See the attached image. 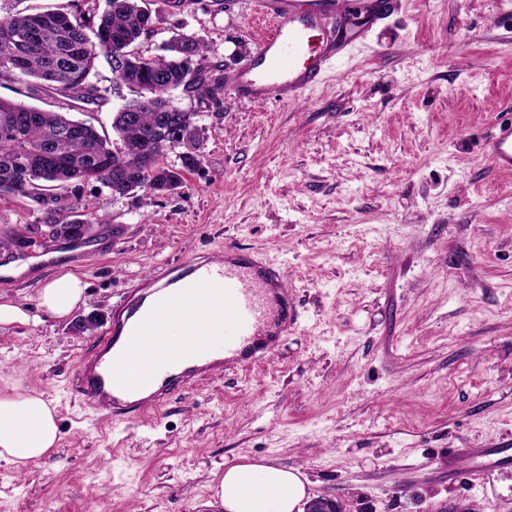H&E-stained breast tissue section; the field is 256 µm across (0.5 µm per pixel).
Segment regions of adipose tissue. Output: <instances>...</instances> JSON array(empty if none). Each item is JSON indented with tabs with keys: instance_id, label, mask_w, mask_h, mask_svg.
Listing matches in <instances>:
<instances>
[{
	"instance_id": "adipose-tissue-1",
	"label": "adipose tissue",
	"mask_w": 512,
	"mask_h": 512,
	"mask_svg": "<svg viewBox=\"0 0 512 512\" xmlns=\"http://www.w3.org/2000/svg\"><path fill=\"white\" fill-rule=\"evenodd\" d=\"M84 285L67 265L43 288L38 300L57 319L70 316L81 304ZM60 429L43 392L14 370L0 374V460L23 469L56 451ZM309 481L297 468L266 462L225 467L215 479V496L224 512H301Z\"/></svg>"
}]
</instances>
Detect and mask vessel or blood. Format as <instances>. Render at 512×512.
<instances>
[{"label":"vessel or blood","mask_w":512,"mask_h":512,"mask_svg":"<svg viewBox=\"0 0 512 512\" xmlns=\"http://www.w3.org/2000/svg\"><path fill=\"white\" fill-rule=\"evenodd\" d=\"M344 0H256L259 14L274 23L253 58L235 74L238 97L265 102L298 99L318 83L352 39L385 18L391 0H351L361 23L338 33L330 25ZM485 155L512 171V122L497 123ZM286 271L251 253L228 247L222 258L199 256L185 267L154 270L142 288L113 316L93 352L77 365L88 405L115 416L153 413L177 392L214 375L269 359L297 323ZM179 308L188 330L202 323L223 328L222 351L201 344L176 354L143 341L167 312Z\"/></svg>","instance_id":"vessel-or-blood-1"}]
</instances>
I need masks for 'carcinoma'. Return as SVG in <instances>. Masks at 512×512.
Returning <instances> with one entry per match:
<instances>
[{
	"mask_svg": "<svg viewBox=\"0 0 512 512\" xmlns=\"http://www.w3.org/2000/svg\"><path fill=\"white\" fill-rule=\"evenodd\" d=\"M97 12L96 0L72 11L66 6L33 9L0 21V81L33 79L31 91L59 97L72 108L98 105L110 91L93 80L97 63L120 71L135 93L112 113L115 140L86 122L21 102L0 99V193L34 203L48 215L51 236L78 238L93 224L89 206L78 208L56 190L72 182L97 181L120 196L137 190L180 189L181 171L198 162L181 157L182 169L164 164L165 130L194 114L179 112L167 94H186L221 102L224 83L204 64V45L179 35L164 54L139 52L142 38L153 32L154 18L144 0H107Z\"/></svg>",
	"mask_w": 512,
	"mask_h": 512,
	"instance_id": "cac0c4a2",
	"label": "carcinoma"
}]
</instances>
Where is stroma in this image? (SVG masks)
<instances>
[{
  "label": "stroma",
  "instance_id": "stroma-1",
  "mask_svg": "<svg viewBox=\"0 0 512 512\" xmlns=\"http://www.w3.org/2000/svg\"><path fill=\"white\" fill-rule=\"evenodd\" d=\"M256 0L165 7L139 49L183 34L225 80L221 104L170 93L202 129L178 193L72 188L103 223L76 256L46 216L0 198V299L34 323L0 326V370L23 369L61 441L23 470L0 461V512H224L212 473L300 468L311 496L354 512H512V172L484 143L512 117V0H395L298 100L238 98L231 80L269 30ZM0 99L62 101L1 82ZM117 94L70 117L110 127ZM284 266L298 313L268 360L126 420L77 393L113 309L157 266L225 247ZM65 261L84 301L56 319L41 284Z\"/></svg>",
  "mask_w": 512,
  "mask_h": 512
}]
</instances>
